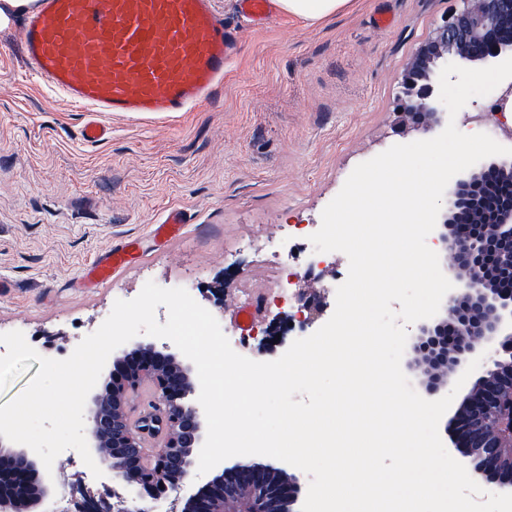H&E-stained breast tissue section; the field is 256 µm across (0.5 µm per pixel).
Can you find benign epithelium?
Listing matches in <instances>:
<instances>
[{
  "label": "benign epithelium",
  "mask_w": 512,
  "mask_h": 512,
  "mask_svg": "<svg viewBox=\"0 0 512 512\" xmlns=\"http://www.w3.org/2000/svg\"><path fill=\"white\" fill-rule=\"evenodd\" d=\"M459 2L403 70L399 107L411 132L444 130L434 84L446 64L491 66L512 57V0ZM495 183L512 187V155L486 158L446 188L430 238L454 288L436 316L419 322L406 366L434 398L447 384L448 368L494 349L455 412L451 443L471 476L512 493V480L502 477L503 462L512 460V290L496 287L500 279H512V193L492 221L475 206L476 193ZM108 362L104 382L88 394L86 431L105 477L131 492L120 499L117 512H154L148 501L160 491L174 493L182 512H296L299 480L290 475L287 487L271 489L265 475L283 471L272 463L228 458L213 468L209 482L192 491L207 426L195 365L176 346L123 344ZM144 387L153 400L134 421L131 403ZM63 475L61 469L47 473L31 449L0 436V512L23 510L7 483H35L46 494Z\"/></svg>",
  "instance_id": "1"
}]
</instances>
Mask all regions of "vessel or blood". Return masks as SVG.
Instances as JSON below:
<instances>
[{"instance_id": "vessel-or-blood-1", "label": "vessel or blood", "mask_w": 512, "mask_h": 512, "mask_svg": "<svg viewBox=\"0 0 512 512\" xmlns=\"http://www.w3.org/2000/svg\"><path fill=\"white\" fill-rule=\"evenodd\" d=\"M271 3L238 0V10L261 26ZM15 26L33 80L88 113L82 137L89 143L111 134L101 112L173 115L213 103L238 41L212 0H38ZM189 222L186 210L173 207L154 233L172 238ZM128 262L121 243L89 264L85 276L102 287ZM264 310L263 295L248 294L236 321L253 323Z\"/></svg>"}]
</instances>
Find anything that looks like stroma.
Returning <instances> with one entry per match:
<instances>
[{
    "label": "stroma",
    "mask_w": 512,
    "mask_h": 512,
    "mask_svg": "<svg viewBox=\"0 0 512 512\" xmlns=\"http://www.w3.org/2000/svg\"><path fill=\"white\" fill-rule=\"evenodd\" d=\"M454 0H356L324 24L276 16L264 26L239 17L236 0L214 8L237 27L240 47L226 66L222 96L173 116L104 114L112 136L82 139L86 113L45 93L0 37V333L21 331L40 355L63 359L109 316L115 300L135 298L147 281L187 287L224 328L232 349L256 361L279 358L302 338L266 323L241 331L234 313L247 292L267 295L269 313H294L278 298L292 274L332 316V271L305 274L302 257L274 253L296 224H317L353 169L395 144L415 141L398 116L405 64L454 8ZM392 23L377 26L379 14ZM191 216L178 237L158 243L166 209ZM137 240L140 258L101 288L82 271L115 242ZM224 279V296L209 288ZM108 502L120 487L94 477L76 450L54 461Z\"/></svg>",
    "instance_id": "obj_1"
}]
</instances>
